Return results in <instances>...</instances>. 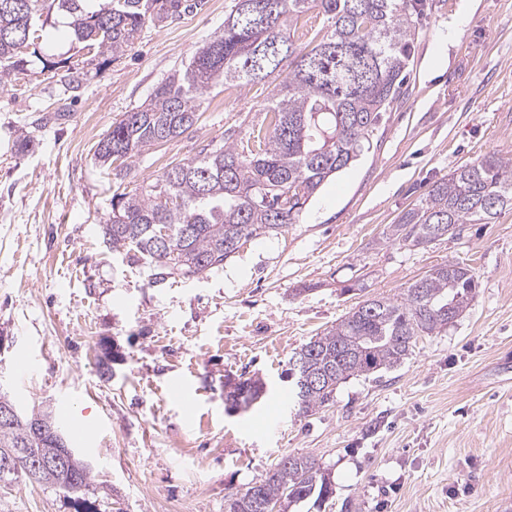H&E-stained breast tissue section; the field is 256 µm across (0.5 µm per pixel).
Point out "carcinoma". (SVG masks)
I'll use <instances>...</instances> for the list:
<instances>
[{
	"label": "carcinoma",
	"instance_id": "carcinoma-1",
	"mask_svg": "<svg viewBox=\"0 0 512 512\" xmlns=\"http://www.w3.org/2000/svg\"><path fill=\"white\" fill-rule=\"evenodd\" d=\"M186 9L183 0H0V86L24 71V49L35 33L65 28L75 48L116 57L148 23ZM310 11L329 31L296 45L292 23ZM413 0H231L224 28L173 69L139 105L112 123L94 156L124 179L123 164L144 150L179 137L198 121L204 96L219 84L261 83L288 67L264 105L265 118L244 132L227 130L202 158L169 165L149 192L116 193L105 224L115 251L134 253L152 269L155 285L190 279L224 266L241 245L296 222L300 210L331 175L362 150L386 104L402 87L417 21ZM249 146L239 152L237 137ZM512 207V159L496 154L461 166L435 182L393 225L399 244L424 247L466 224H490ZM169 242L158 241L161 229ZM477 288L471 266L452 260L432 268L404 297L368 298L335 326L314 336L292 357L298 412L333 401L340 383L389 370L412 354L420 336L438 335L466 310ZM321 379L299 385L302 374ZM266 392L257 375L224 377L230 407L248 408ZM54 424L51 413L0 421V449L53 456L58 445L33 426ZM75 479L44 472L36 482L59 492L75 512L89 505L91 471L79 459ZM331 493L328 475L310 456H282L264 479L227 498L226 512H279Z\"/></svg>",
	"mask_w": 512,
	"mask_h": 512
}]
</instances>
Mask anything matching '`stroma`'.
<instances>
[{
  "label": "stroma",
  "mask_w": 512,
  "mask_h": 512,
  "mask_svg": "<svg viewBox=\"0 0 512 512\" xmlns=\"http://www.w3.org/2000/svg\"><path fill=\"white\" fill-rule=\"evenodd\" d=\"M230 0L146 26L117 57L89 58L79 88L63 32L37 41L0 86V389L25 411L80 426L96 512H224L285 454L310 455L333 495L299 512H512V208L413 249L390 225L435 181L489 153L512 159V0H421L400 96L368 143L283 231L224 266L150 282L102 233L117 186L152 183L225 130L261 123L270 86H217L196 125L128 163L123 183L94 147L124 112L224 26ZM27 128L34 144L20 151ZM468 263L478 288L445 332L397 368L353 377L298 414L293 353L358 302L401 297L432 266ZM31 363L18 373L17 356ZM259 375L267 397L224 403V378ZM181 391L171 395L172 384ZM0 512H73L26 477Z\"/></svg>",
  "instance_id": "1"
}]
</instances>
